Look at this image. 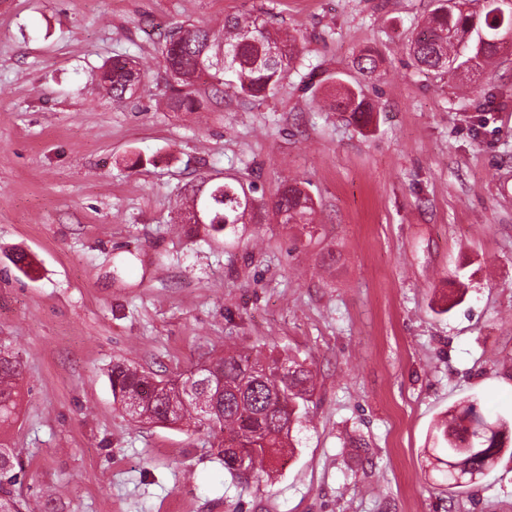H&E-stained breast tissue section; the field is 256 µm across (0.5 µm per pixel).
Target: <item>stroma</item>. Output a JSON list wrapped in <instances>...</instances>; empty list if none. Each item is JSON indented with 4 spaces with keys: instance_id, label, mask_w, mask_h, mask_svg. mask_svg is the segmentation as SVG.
Listing matches in <instances>:
<instances>
[{
    "instance_id": "35a3bbf8",
    "label": "stroma",
    "mask_w": 512,
    "mask_h": 512,
    "mask_svg": "<svg viewBox=\"0 0 512 512\" xmlns=\"http://www.w3.org/2000/svg\"><path fill=\"white\" fill-rule=\"evenodd\" d=\"M434 6L0 0V344L24 365L0 441L23 451L32 512H512V454L455 495L426 461L459 402L512 414V39L479 80L423 73L408 46ZM260 11L299 40L275 94L204 74L200 108L170 111L164 34ZM367 45L370 77L353 65ZM118 54L145 74L119 103L100 79ZM340 83L369 123L330 109ZM227 175L256 185L253 221L182 223ZM287 180L314 226L264 209ZM228 349L315 375L309 427L268 480L113 399L114 363L176 379Z\"/></svg>"
}]
</instances>
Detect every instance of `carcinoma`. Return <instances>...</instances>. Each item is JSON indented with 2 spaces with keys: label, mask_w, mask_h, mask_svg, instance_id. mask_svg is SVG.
<instances>
[{
  "label": "carcinoma",
  "mask_w": 512,
  "mask_h": 512,
  "mask_svg": "<svg viewBox=\"0 0 512 512\" xmlns=\"http://www.w3.org/2000/svg\"><path fill=\"white\" fill-rule=\"evenodd\" d=\"M478 0H437L409 47V54L422 71L435 75L459 76L478 72L500 51V41L512 32V11L503 16L477 7ZM298 56L296 38L276 29L262 14L224 17V37L217 40L205 26L177 25L164 37L163 60L174 80L167 106L173 112L197 110L196 78L203 71L225 90L245 98H266L275 93L284 73ZM354 64L364 75L377 70L376 52L367 49ZM140 70L125 56L106 64L103 79L106 93L116 102L132 95L130 87L140 81ZM334 110L348 112L356 122L367 120L369 109L361 93L341 86L336 89ZM222 197L214 196V185L203 201L210 217L220 213L233 224L245 223L247 211L239 206L253 188L226 177ZM275 217L282 215L294 224L314 223L315 202L298 183L284 186L272 201ZM260 354L235 351L216 357L191 379L190 392L180 393L175 386H156L153 378L136 367L118 362L110 379L114 397L123 410L141 400L138 417L149 422H165L170 407L178 408L173 422L208 426L213 447L222 449L224 467L238 473L236 453L224 450L226 442L241 448L249 459L250 473L268 477L274 463L285 451L298 445L297 432L308 417L315 390V376L304 363L285 359L288 372L263 376ZM23 365L18 356L0 345V426L15 419L18 407V382ZM478 402L472 400L437 425L436 446L432 449L434 470L443 478L462 464L472 471L483 468L486 454L503 439L512 441V419L501 415L480 419L473 413ZM21 467L19 453L0 443V512H22L23 504L11 493Z\"/></svg>",
  "instance_id": "cac0c4a2"
}]
</instances>
